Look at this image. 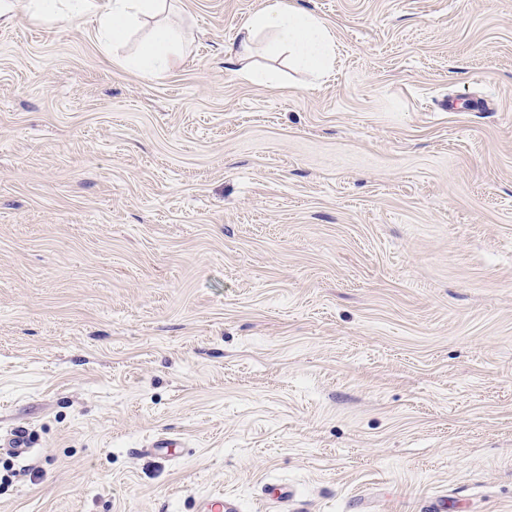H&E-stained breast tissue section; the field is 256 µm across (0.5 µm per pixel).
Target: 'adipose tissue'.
Instances as JSON below:
<instances>
[{"label":"adipose tissue","instance_id":"obj_1","mask_svg":"<svg viewBox=\"0 0 512 512\" xmlns=\"http://www.w3.org/2000/svg\"><path fill=\"white\" fill-rule=\"evenodd\" d=\"M166 0H0V21L9 22L18 9H25L31 19L50 25L70 26L85 17H95L104 48L120 45L143 24H156L136 53L126 57L123 67L141 74L158 76L171 70L183 57L181 31L156 17ZM268 33L272 40L268 51L287 54L293 69L316 77L329 75L336 63V42L331 30L315 14L290 5L288 0H267L250 17L234 43L224 49V62L239 66L240 74L250 81L262 80V73L247 67V60L257 51V36Z\"/></svg>","mask_w":512,"mask_h":512}]
</instances>
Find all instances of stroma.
Returning a JSON list of instances; mask_svg holds the SVG:
<instances>
[{
  "instance_id": "35a3bbf8",
  "label": "stroma",
  "mask_w": 512,
  "mask_h": 512,
  "mask_svg": "<svg viewBox=\"0 0 512 512\" xmlns=\"http://www.w3.org/2000/svg\"><path fill=\"white\" fill-rule=\"evenodd\" d=\"M292 2L281 87L265 0H172L156 77L0 26V512H512V0ZM263 32L272 36L267 50L288 54L293 69L317 78L332 72L336 42L331 30L317 15L285 0L267 1L245 22L235 42L224 48V65L247 61L257 51V35Z\"/></svg>"
}]
</instances>
